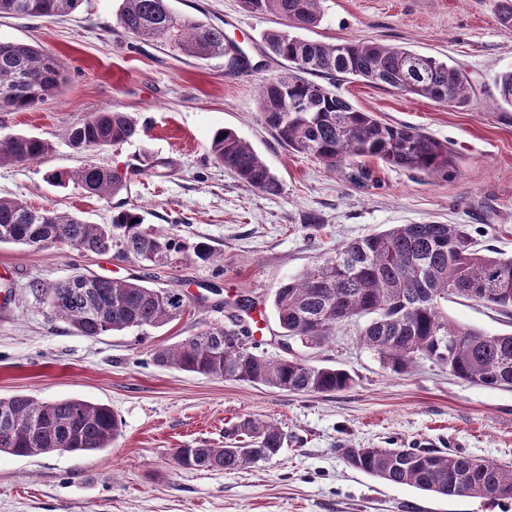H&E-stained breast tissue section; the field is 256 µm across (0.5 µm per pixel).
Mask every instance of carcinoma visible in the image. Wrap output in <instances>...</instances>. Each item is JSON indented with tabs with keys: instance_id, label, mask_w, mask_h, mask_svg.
<instances>
[{
	"instance_id": "1",
	"label": "carcinoma",
	"mask_w": 512,
	"mask_h": 512,
	"mask_svg": "<svg viewBox=\"0 0 512 512\" xmlns=\"http://www.w3.org/2000/svg\"><path fill=\"white\" fill-rule=\"evenodd\" d=\"M240 2L247 12L286 21L284 28L267 32L265 42L288 69L263 80L258 95L262 119L283 145L333 170L355 167L363 179L370 176L367 158L430 177L448 176L454 157L447 144L414 127L383 123L305 75H352L463 107L472 86L462 70L403 47L360 39L330 44L292 34V28L319 25L321 0ZM79 3L0 0V14L53 19L72 13ZM116 20L135 41L157 43L189 59H227L237 51L225 39L223 27L177 12L169 0H121ZM64 84L63 63L54 55L39 46L0 41V109L34 108ZM494 87L493 105L512 108V69L499 72ZM281 88L297 111H281ZM144 133L133 116L116 108L89 112L69 132L71 145L88 157L76 170L52 171L47 179L61 187L76 181L89 193L107 197L126 190L135 173L163 177L172 162L154 159L144 168L124 171L92 158L104 146L128 143ZM52 151V143L39 136H0V166L38 161ZM209 155L252 188L272 195L280 189L276 175L232 129L213 132ZM0 243L35 251L64 243L80 252L152 264L175 256L216 260L209 244H189L172 231L144 224L136 207L112 214L108 224H90L0 198ZM342 256L346 260L336 262ZM31 291L77 334L88 337L161 327L187 306L185 294L150 288L135 279L96 277L86 283L70 277L49 288L36 282ZM452 297L512 316V257L492 256L479 248L467 224H394L342 244L314 268L283 282L273 305L282 334L306 345L325 344L339 326L353 322L359 342L397 374L426 359L470 385L512 388V332L490 335L448 319L443 303ZM150 356L160 367L297 394H331L354 384L344 369L257 351L248 328L233 319L209 324L178 344L157 346ZM118 433V419L104 404L76 398L41 402L24 394L0 398V453L29 457L59 448L91 453L110 447ZM287 441L277 423L245 418L224 445L179 448L174 459L185 469L231 471L279 456ZM339 452L348 466L390 485L447 497L512 500V467L490 460L430 448L344 446Z\"/></svg>"
}]
</instances>
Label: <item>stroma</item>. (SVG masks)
<instances>
[{"label":"stroma","instance_id":"obj_1","mask_svg":"<svg viewBox=\"0 0 512 512\" xmlns=\"http://www.w3.org/2000/svg\"><path fill=\"white\" fill-rule=\"evenodd\" d=\"M496 0H322L323 19L303 38H360L401 46L460 66L472 85L464 107L376 86L336 81V94L392 125L418 128L449 144L454 168L428 177L368 160L370 179L351 167L331 171L282 145L258 111V86L282 72L263 39L279 18L245 12L239 0H173L176 9L223 27L252 66L230 71L223 59L185 61L135 44L116 23L117 0H81L54 20L0 16V40L38 45L59 56L63 90L30 110H0V136L30 133L51 141L37 163L0 166V197L110 223L138 207L146 223L212 246L218 259L159 267L81 253L0 243V398H78L110 406L121 422L110 448L31 457L0 454V512H512V501L452 499L393 486L349 467L338 446L408 448L432 444L512 466V390L473 386L428 360L407 374L362 347L354 326L320 347L282 336L276 288L342 243L393 224H468L480 246L512 255V109L491 107L493 77L512 68V32ZM115 107L147 131L98 151L121 168L146 155L173 160L168 177H132L115 197L60 188L48 172L77 168L83 153L67 142L92 111ZM234 130L278 177L271 195L243 184L209 157L213 131ZM81 273L140 279L183 292L188 307L160 328L77 335L30 291ZM449 319L489 334L512 331V318L455 299ZM260 316L259 350L336 366L354 377L347 391L298 395L261 385L153 365L149 351L174 345L206 324ZM247 417L277 422L288 434L280 455L235 470L178 467L173 452L223 444Z\"/></svg>","mask_w":512,"mask_h":512}]
</instances>
